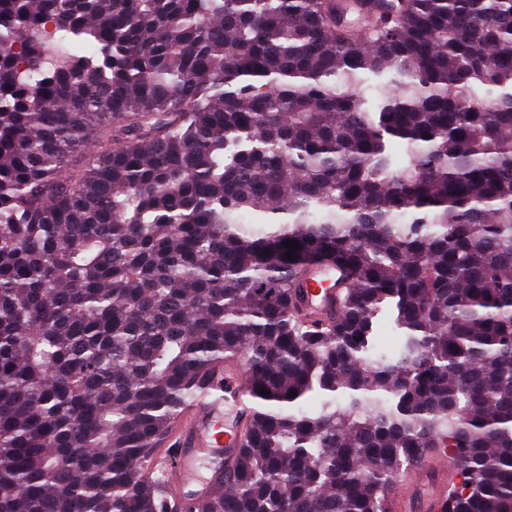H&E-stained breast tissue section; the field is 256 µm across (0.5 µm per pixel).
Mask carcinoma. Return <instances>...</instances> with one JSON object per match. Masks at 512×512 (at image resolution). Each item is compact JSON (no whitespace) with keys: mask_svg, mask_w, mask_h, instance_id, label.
Listing matches in <instances>:
<instances>
[{"mask_svg":"<svg viewBox=\"0 0 512 512\" xmlns=\"http://www.w3.org/2000/svg\"><path fill=\"white\" fill-rule=\"evenodd\" d=\"M351 12L0 0V512H172L148 445L231 357L244 449L186 512H388L440 448L444 512H512V0ZM297 277L303 284L304 306L312 315L324 317L336 311L335 285L347 279L340 264H313L303 267Z\"/></svg>","mask_w":512,"mask_h":512,"instance_id":"obj_1","label":"carcinoma"}]
</instances>
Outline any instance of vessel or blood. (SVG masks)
I'll use <instances>...</instances> for the list:
<instances>
[{
	"mask_svg": "<svg viewBox=\"0 0 512 512\" xmlns=\"http://www.w3.org/2000/svg\"><path fill=\"white\" fill-rule=\"evenodd\" d=\"M298 277L303 284L304 306L317 317L336 310L335 287L347 278L340 264L303 267ZM224 388L217 394L201 396L173 421L168 432L149 450V457L161 465L166 476L169 500H202L217 488L221 475L231 473L241 450L240 427L252 409L247 372L242 360L225 361L217 369ZM435 471L426 476L428 491L423 496L391 493L390 512H443L446 504L442 485L458 467L454 457L437 452ZM206 464L208 476L197 473Z\"/></svg>",
	"mask_w": 512,
	"mask_h": 512,
	"instance_id": "obj_1",
	"label": "vessel or blood"
}]
</instances>
